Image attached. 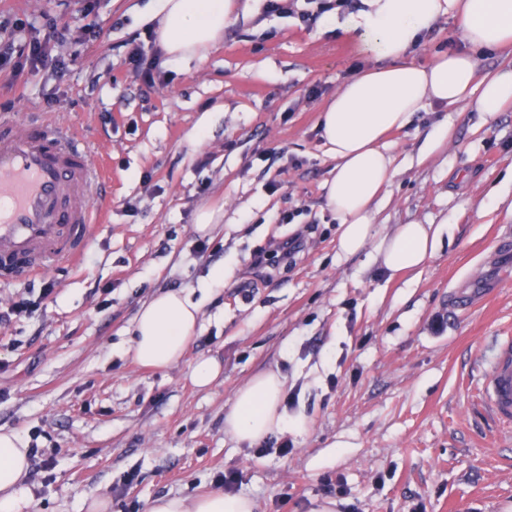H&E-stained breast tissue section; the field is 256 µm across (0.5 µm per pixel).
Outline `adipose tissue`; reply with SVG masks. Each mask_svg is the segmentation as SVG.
<instances>
[{
	"mask_svg": "<svg viewBox=\"0 0 512 512\" xmlns=\"http://www.w3.org/2000/svg\"><path fill=\"white\" fill-rule=\"evenodd\" d=\"M366 7L347 23L363 53L376 67L343 84L326 103L318 127L333 162L326 181L328 209L338 220L336 248L353 256L373 246L372 257L393 273L416 270L439 249L441 230L411 222L379 233L375 222L383 190L398 172L388 132L406 128L414 114L434 101L453 108L475 98L484 124H494L512 104V67L478 76L474 50L512 54V0H365ZM237 0H160L157 30L165 53L174 60L204 57L235 17ZM460 22L469 52L438 54L430 66L408 62L421 33L441 17ZM200 302L180 290H164L137 313L129 352L144 367L178 364L200 327ZM280 372L254 375L224 416V434L239 445H256L273 434L299 429L300 417L284 405ZM29 450L15 433L0 429V512H25L33 496L27 483ZM150 512H256L244 495L211 492L192 499L164 496Z\"/></svg>",
	"mask_w": 512,
	"mask_h": 512,
	"instance_id": "obj_1",
	"label": "adipose tissue"
}]
</instances>
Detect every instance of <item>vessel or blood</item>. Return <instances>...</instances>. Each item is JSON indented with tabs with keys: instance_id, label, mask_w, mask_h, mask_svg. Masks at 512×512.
<instances>
[{
	"instance_id": "b4317fda",
	"label": "vessel or blood",
	"mask_w": 512,
	"mask_h": 512,
	"mask_svg": "<svg viewBox=\"0 0 512 512\" xmlns=\"http://www.w3.org/2000/svg\"><path fill=\"white\" fill-rule=\"evenodd\" d=\"M106 173L89 160L83 131L48 112L23 120L0 114V276L16 283L50 264L76 265L103 212ZM478 402L498 427L512 429V336L495 339Z\"/></svg>"
}]
</instances>
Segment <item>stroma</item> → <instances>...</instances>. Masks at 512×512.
Returning <instances> with one entry per match:
<instances>
[{"mask_svg": "<svg viewBox=\"0 0 512 512\" xmlns=\"http://www.w3.org/2000/svg\"><path fill=\"white\" fill-rule=\"evenodd\" d=\"M327 5L249 0L204 58L176 61L149 37L155 0H0V40L39 39L49 59L0 73V112L82 126L109 172L107 221L78 265L0 280V428L58 451L31 480L32 512L96 498L148 512L161 496L223 490L231 471L258 512H512V436L476 401L480 354L512 330V107L488 127L473 102L431 103L389 134L398 174L378 223L443 227L420 270L339 255L317 122L373 60L346 30L363 0ZM136 47L154 83L130 64ZM464 47L445 17L408 59ZM443 127L447 149L425 156ZM204 209L219 220L203 239ZM303 224L314 231L295 264L250 269ZM162 289L202 300L201 325L183 361L145 368L130 332ZM21 299L33 313L3 319ZM201 356L222 366L205 390L190 377ZM267 369L305 427L237 445L224 415Z\"/></svg>", "mask_w": 512, "mask_h": 512, "instance_id": "35a3bbf8", "label": "stroma"}]
</instances>
